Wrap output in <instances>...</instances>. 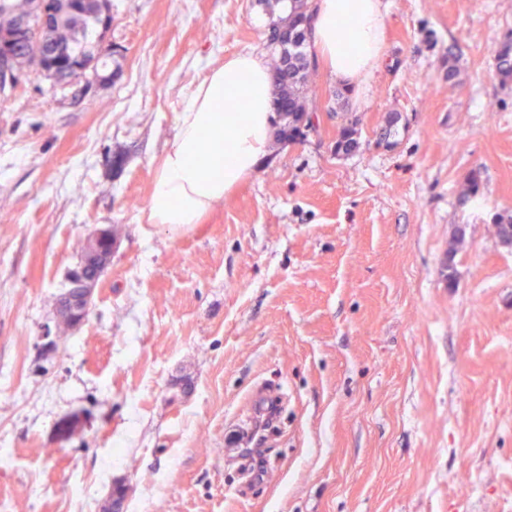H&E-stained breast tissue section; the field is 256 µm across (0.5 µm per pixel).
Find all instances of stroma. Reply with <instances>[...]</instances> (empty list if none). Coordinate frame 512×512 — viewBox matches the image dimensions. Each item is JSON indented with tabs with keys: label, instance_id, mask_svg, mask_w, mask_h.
<instances>
[{
	"label": "stroma",
	"instance_id": "35a3bbf8",
	"mask_svg": "<svg viewBox=\"0 0 512 512\" xmlns=\"http://www.w3.org/2000/svg\"><path fill=\"white\" fill-rule=\"evenodd\" d=\"M385 3L379 69L339 100L318 65V131L199 224L146 223L159 160L212 67L274 61L276 0H112L111 85L31 70L0 107V512H102L118 482L123 512H512V0ZM268 393L249 481L233 449ZM87 257L81 262L80 268L70 279V283L76 288H81L80 294L71 296L66 294L59 305L64 319L71 325H79L84 322L89 313L93 287L98 278L105 272L114 250L111 231L108 228L97 229L86 242ZM88 267L94 268V275L87 277L85 271Z\"/></svg>",
	"mask_w": 512,
	"mask_h": 512
}]
</instances>
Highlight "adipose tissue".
<instances>
[{
	"instance_id": "ef3b65f1",
	"label": "adipose tissue",
	"mask_w": 512,
	"mask_h": 512,
	"mask_svg": "<svg viewBox=\"0 0 512 512\" xmlns=\"http://www.w3.org/2000/svg\"><path fill=\"white\" fill-rule=\"evenodd\" d=\"M311 50L333 77L354 88L385 56L383 0H313ZM246 111H238V101ZM271 69L243 51L196 84L176 115L147 204L151 224H198L231 190L257 173L275 128Z\"/></svg>"
}]
</instances>
